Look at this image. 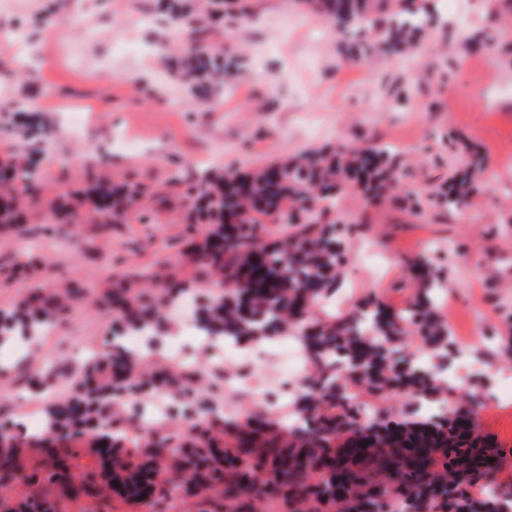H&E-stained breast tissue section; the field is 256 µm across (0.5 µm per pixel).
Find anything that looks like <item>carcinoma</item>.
<instances>
[{"instance_id":"1","label":"carcinoma","mask_w":512,"mask_h":512,"mask_svg":"<svg viewBox=\"0 0 512 512\" xmlns=\"http://www.w3.org/2000/svg\"><path fill=\"white\" fill-rule=\"evenodd\" d=\"M305 3L343 28L369 29L373 45L384 51L417 45L430 12L416 0ZM0 169L7 172L0 177V196L39 203L34 172L9 156L0 157ZM485 171L482 159L460 147L447 181L436 189L441 204L462 210L488 187L489 181L478 179ZM402 177L400 160L372 142L308 150L250 176L205 174L190 183L171 178L157 188L159 206L176 203L193 220L183 249L188 272L165 275L147 265L124 274L101 297L114 316L112 335L103 354L85 365L74 396L46 409L40 436L0 419V512H173L185 495L194 498L190 512H255L256 505L272 503L282 504L281 512H497L496 502L512 491L494 489L499 455L491 442L475 433L466 438L451 422L411 423L404 436L376 424L363 428L336 383L334 356L344 362L349 380L375 392L400 389L434 401L444 393L437 377L401 367L396 346L414 331L436 355L453 347L434 308L443 281L427 259L409 262L423 292L408 310L377 303L337 315L316 311L334 285L350 230L336 215L342 195L358 191L368 202L400 197L411 211L422 209L419 191L397 194ZM146 192L132 183L114 193L97 182L84 202L106 230L130 214L144 223L138 202ZM70 219L59 209L52 227L21 224L16 207L8 206L0 211V234L55 232ZM198 224L206 225L204 232L196 231ZM217 282L224 292L207 293L198 307L199 322L214 336L257 341L268 338L270 328L288 332L305 325L310 382L299 423L286 431L256 427L247 418L226 442L230 423L202 404L194 372L173 365L144 369L171 333L163 308L190 291L198 299ZM72 301L41 286L15 311L0 310V346L17 335L39 339L48 325L64 321ZM129 329L152 338L145 351L124 347ZM143 385L172 392L197 409L176 447H169L165 433L139 431L135 415L113 413L126 393ZM46 446L43 463L29 471L23 449ZM86 447L94 448L90 463L81 462ZM15 487L25 494H4Z\"/></svg>"}]
</instances>
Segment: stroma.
Here are the masks:
<instances>
[{"label":"stroma","mask_w":512,"mask_h":512,"mask_svg":"<svg viewBox=\"0 0 512 512\" xmlns=\"http://www.w3.org/2000/svg\"><path fill=\"white\" fill-rule=\"evenodd\" d=\"M198 2L209 42L240 64L202 88L171 69L194 41L158 11V0H13L0 9V27L20 21L30 30L0 51V150L21 154L42 189L38 211L24 212V222H52L56 201L85 189L91 170L112 183L156 187L202 164L247 173L326 144L389 145L405 186L428 197L417 214L390 198L342 199L341 219L366 222L346 241L336 295L346 309L376 299L398 310L414 292L406 260L423 255L442 271L437 309L460 335L447 399L476 396V430L497 443V482L512 489V352L500 343L512 326V0H430L436 21L422 34L413 69L404 52L361 55L352 40L371 42L370 33L337 31L298 0ZM45 21L59 41L33 38ZM159 44L164 53H156ZM67 112L89 115L86 137L68 136ZM459 141L486 157L493 180L451 215L429 191L447 180ZM103 150L112 161L101 167ZM140 209L149 223L116 224L108 235L82 212L63 238L0 237L1 262L37 266L36 274L0 282V309L45 281L77 294L60 328L25 341L23 355L0 347V362L18 370L10 384L66 361L75 343L99 352L112 329L99 299L113 279L154 263L183 269L185 214L157 209L148 197ZM72 385L60 377L40 401L0 392V414L26 421L67 399ZM357 396L389 420L439 416L437 404L414 409L401 391Z\"/></svg>","instance_id":"obj_1"}]
</instances>
